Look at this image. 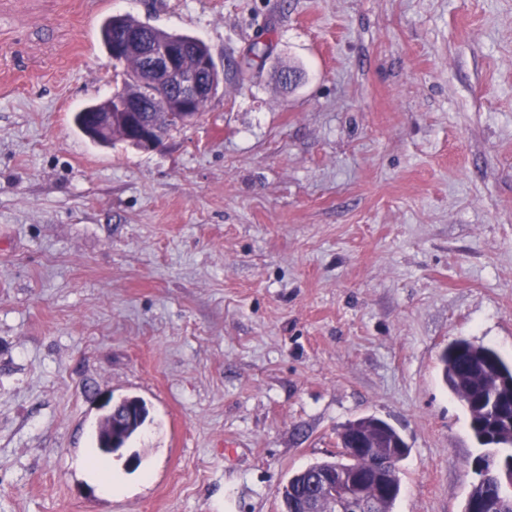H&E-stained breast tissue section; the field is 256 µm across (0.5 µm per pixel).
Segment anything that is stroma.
Returning a JSON list of instances; mask_svg holds the SVG:
<instances>
[{"label": "stroma", "mask_w": 512, "mask_h": 512, "mask_svg": "<svg viewBox=\"0 0 512 512\" xmlns=\"http://www.w3.org/2000/svg\"><path fill=\"white\" fill-rule=\"evenodd\" d=\"M101 2L0 0V512H282L365 415L410 448L393 512H463L440 356L512 360V0ZM109 15L217 64L156 149L73 123ZM129 396L151 423L93 464Z\"/></svg>", "instance_id": "35a3bbf8"}]
</instances>
